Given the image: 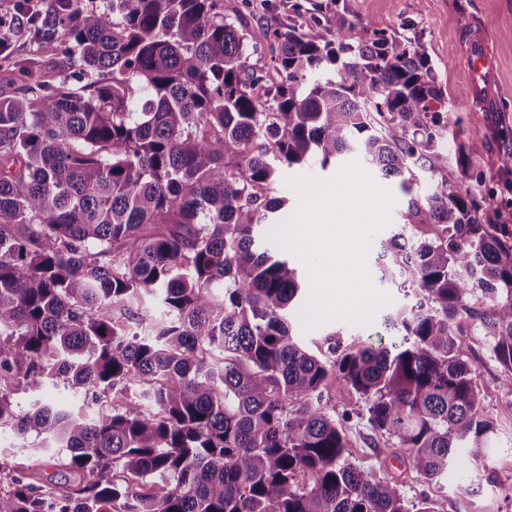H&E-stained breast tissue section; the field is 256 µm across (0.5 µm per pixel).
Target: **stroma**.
<instances>
[{
	"mask_svg": "<svg viewBox=\"0 0 512 512\" xmlns=\"http://www.w3.org/2000/svg\"><path fill=\"white\" fill-rule=\"evenodd\" d=\"M19 3L0 0V18L13 21L17 32L15 55L37 59L42 69L55 73L63 62L62 46L40 39L30 22L17 21ZM224 15L230 20H248L249 47L262 66L272 55V43L263 36L270 26L284 31L293 25L303 30L318 21L332 30L339 26L349 29L356 41L379 29L402 46L421 42L429 74L450 106L447 143L466 139L481 146L466 167L449 160L448 175L461 188L493 192L497 205L484 217L491 222L497 212H506L507 229L512 232V185H505L499 168L501 154L512 151V0H224ZM475 19L487 25L494 55L497 100L492 112L484 111L470 93L463 30ZM377 185L389 192L393 206L389 225L373 235L366 256L374 280L380 275L375 262L380 243L391 236L395 225L404 223L408 200L397 180L381 179ZM463 332L483 393V411L494 421L495 431L465 469L449 472L437 482L409 480L404 492L411 500L419 496L435 499L440 512H512V413L505 408L512 392L504 386L502 368L479 328L467 325ZM347 429L355 464L371 468L383 478L400 473L399 464L379 458L371 448L365 422L350 421Z\"/></svg>",
	"mask_w": 512,
	"mask_h": 512,
	"instance_id": "1",
	"label": "stroma"
}]
</instances>
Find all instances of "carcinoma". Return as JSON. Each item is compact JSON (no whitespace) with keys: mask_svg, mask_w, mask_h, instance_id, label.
I'll use <instances>...</instances> for the list:
<instances>
[{"mask_svg":"<svg viewBox=\"0 0 512 512\" xmlns=\"http://www.w3.org/2000/svg\"><path fill=\"white\" fill-rule=\"evenodd\" d=\"M38 32L64 46L48 77L0 97V428L76 470L19 471L0 448V512H437L401 477L351 461L346 423L439 480L482 447V409L460 325L478 321L512 390V233L495 205L448 179L444 93L427 55L374 29L268 30L259 94L249 32L220 0H54ZM362 160L409 195L381 243L380 281L415 303L382 317L395 337L315 353L295 340L302 279L253 232L279 223L283 169ZM420 169L441 177L412 195ZM66 383L83 404L13 391ZM355 404L336 415L330 395Z\"/></svg>","mask_w":512,"mask_h":512,"instance_id":"carcinoma-1","label":"carcinoma"}]
</instances>
